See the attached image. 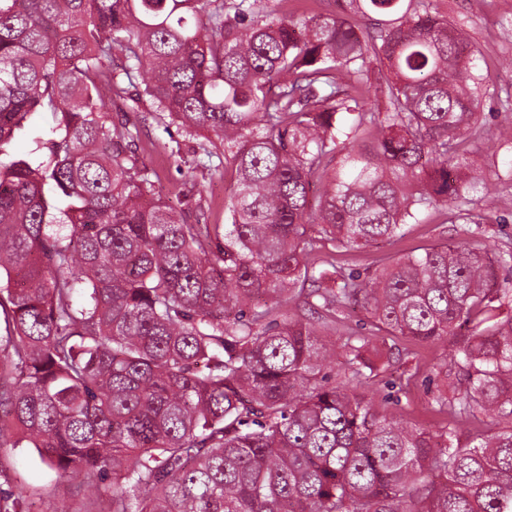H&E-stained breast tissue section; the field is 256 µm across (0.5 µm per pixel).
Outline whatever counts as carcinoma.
I'll list each match as a JSON object with an SVG mask.
<instances>
[{"label": "carcinoma", "instance_id": "cac0c4a2", "mask_svg": "<svg viewBox=\"0 0 512 512\" xmlns=\"http://www.w3.org/2000/svg\"><path fill=\"white\" fill-rule=\"evenodd\" d=\"M336 4L0 0V447L84 473L85 512H512V425L472 428L512 419V250L440 243L363 282L333 257L484 201L481 51L433 0ZM126 97L218 159L224 223L162 198ZM39 110L58 126L14 152ZM351 306L392 342L471 325L437 372L454 427L372 410L357 382L389 362L322 336ZM329 3L334 4L333 1L327 0H285V2H271V6L277 10L279 15L286 13L297 19L314 13L326 12L331 9Z\"/></svg>", "mask_w": 512, "mask_h": 512}]
</instances>
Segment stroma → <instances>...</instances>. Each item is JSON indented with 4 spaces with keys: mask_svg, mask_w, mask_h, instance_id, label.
<instances>
[{
    "mask_svg": "<svg viewBox=\"0 0 512 512\" xmlns=\"http://www.w3.org/2000/svg\"><path fill=\"white\" fill-rule=\"evenodd\" d=\"M437 11L465 26L473 42L482 51L479 65L488 71L490 82L480 93L485 137L475 161L492 171H504L512 149L496 135L499 124L512 119L502 111L501 101L512 94V0H434ZM135 133V146L141 161L155 170L163 196L189 216L207 212L208 221H224V199L229 185L223 175L204 168L187 177L184 166L192 161L191 145L175 126L155 121L149 102L120 104ZM478 219L471 224H455L450 213L432 211L426 223L406 226L403 234L379 248L340 251L336 263L363 277L377 262L448 239L478 243L489 247L512 243V188L490 186L485 201L477 208ZM450 351L449 344L410 346L393 354L390 368L369 380V398L381 415L414 424L435 432L448 426L449 416L435 402L439 382L435 372ZM0 469L10 476L11 486L25 487L39 500L44 512L67 508L77 512L81 499L77 490L82 475L69 481H57L54 472L31 448H0Z\"/></svg>",
    "mask_w": 512,
    "mask_h": 512,
    "instance_id": "1",
    "label": "stroma"
}]
</instances>
